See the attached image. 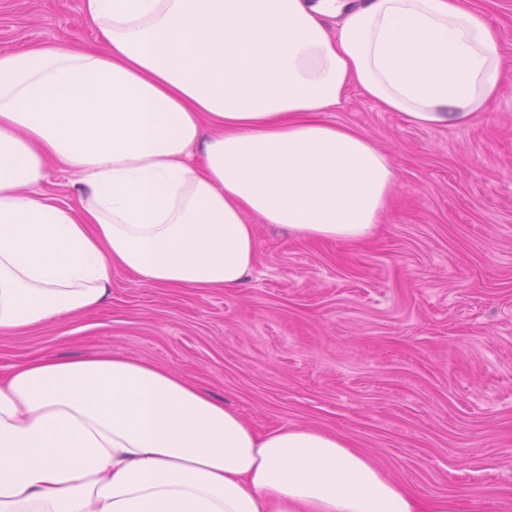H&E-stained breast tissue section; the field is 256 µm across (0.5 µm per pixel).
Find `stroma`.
Segmentation results:
<instances>
[{
	"label": "stroma",
	"mask_w": 512,
	"mask_h": 512,
	"mask_svg": "<svg viewBox=\"0 0 512 512\" xmlns=\"http://www.w3.org/2000/svg\"><path fill=\"white\" fill-rule=\"evenodd\" d=\"M469 4L496 31L505 68L486 111L421 127L353 88L326 114L395 170L370 237L257 224L250 276L207 292L113 271L101 308L0 335V367L132 355L256 430L331 431L419 496L512 512V0ZM98 35L80 0H0V53Z\"/></svg>",
	"instance_id": "1"
}]
</instances>
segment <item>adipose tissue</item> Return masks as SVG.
I'll return each mask as SVG.
<instances>
[{
    "label": "adipose tissue",
    "instance_id": "adipose-tissue-1",
    "mask_svg": "<svg viewBox=\"0 0 512 512\" xmlns=\"http://www.w3.org/2000/svg\"><path fill=\"white\" fill-rule=\"evenodd\" d=\"M101 38L0 54V334L97 309L122 269L232 288L250 217L360 240L395 171L323 112L357 87L419 126L460 124L503 80L465 0H81ZM339 18L330 29L328 18ZM73 170L76 205L41 191ZM0 512H472L421 498L334 433L260 434L133 356L0 371Z\"/></svg>",
    "mask_w": 512,
    "mask_h": 512
}]
</instances>
